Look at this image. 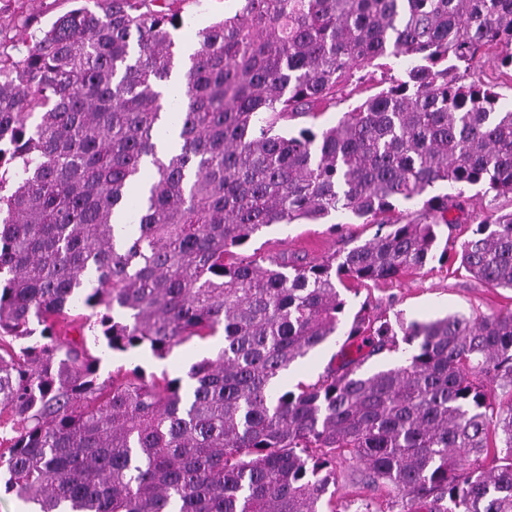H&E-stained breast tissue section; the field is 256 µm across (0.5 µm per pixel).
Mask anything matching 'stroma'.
Listing matches in <instances>:
<instances>
[{
    "mask_svg": "<svg viewBox=\"0 0 512 512\" xmlns=\"http://www.w3.org/2000/svg\"><path fill=\"white\" fill-rule=\"evenodd\" d=\"M380 78L381 73L376 70L371 80L363 84L341 86L335 106L322 114L321 124L326 127L337 124L344 112L379 91ZM377 230V225L365 224L356 218L349 219L346 227L339 231L326 224L275 225L255 235L247 250L272 256L295 252L319 261L342 249L347 240L359 244L373 238ZM344 296L350 312H357L365 304L371 311L390 317L397 315L407 323L433 320L454 312L491 313L512 309L511 290L490 287L472 279L465 271L457 270L455 265L435 259L397 280L352 283ZM221 342L218 334L203 340L193 338L175 346L163 358L147 349L129 355L115 354L99 345L95 348L100 357L98 374L100 379L119 381L138 368L150 379L178 378L184 376L192 363L213 357ZM341 343V337L334 336L311 351L284 375V385L291 389L300 382H316L333 362Z\"/></svg>",
    "mask_w": 512,
    "mask_h": 512,
    "instance_id": "35a3bbf8",
    "label": "stroma"
}]
</instances>
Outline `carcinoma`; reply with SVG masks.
<instances>
[{
    "label": "carcinoma",
    "mask_w": 512,
    "mask_h": 512,
    "mask_svg": "<svg viewBox=\"0 0 512 512\" xmlns=\"http://www.w3.org/2000/svg\"><path fill=\"white\" fill-rule=\"evenodd\" d=\"M95 2L30 14L26 54L0 49L5 489L28 512H337L349 458L372 494L342 512H512V310L347 324L339 291L424 267L474 186L453 258L512 290V109L474 70L493 48L512 66V0H239L190 48L187 0ZM388 57L409 65L336 125L291 126ZM338 213L387 231L315 264L235 256ZM220 327L186 397L137 368L100 380L84 339L162 358ZM341 334L339 366L280 384ZM399 335L404 362L359 372Z\"/></svg>",
    "instance_id": "carcinoma-1"
}]
</instances>
